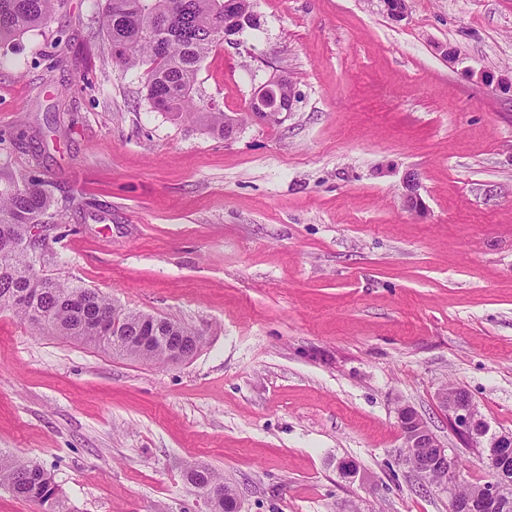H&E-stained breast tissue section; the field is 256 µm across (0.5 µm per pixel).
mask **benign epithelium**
Wrapping results in <instances>:
<instances>
[{
	"label": "benign epithelium",
	"instance_id": "obj_1",
	"mask_svg": "<svg viewBox=\"0 0 512 512\" xmlns=\"http://www.w3.org/2000/svg\"><path fill=\"white\" fill-rule=\"evenodd\" d=\"M250 26L242 15L224 24V42L235 43V37ZM288 87V97H283L282 88ZM296 101L295 82L289 74L276 72L253 94L245 114L224 113V125L229 135H234L247 119L259 120L265 124H276L292 111ZM404 206L414 212L423 209L424 202L418 193L416 179L407 177L404 182ZM440 407L448 414V420L462 439L470 446L482 448L486 464L499 472L503 479L488 483L473 496H460L455 491L458 475L453 468L452 456L434 435L427 422L409 407L399 410L398 419L403 433L404 447L414 448L411 455L415 460L413 469L428 479L438 477L435 486L448 492L451 497V512H509L512 509V477L508 476L512 463V435L486 438L487 428L481 419L470 394L460 388L444 389L438 394Z\"/></svg>",
	"mask_w": 512,
	"mask_h": 512
}]
</instances>
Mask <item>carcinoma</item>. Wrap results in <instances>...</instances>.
<instances>
[{"mask_svg": "<svg viewBox=\"0 0 512 512\" xmlns=\"http://www.w3.org/2000/svg\"><path fill=\"white\" fill-rule=\"evenodd\" d=\"M62 0H0V49L51 19ZM253 11V0H105L98 24L122 72L137 71L154 108L172 119L198 122L224 136V112L196 102L194 85L204 58L223 44L224 13ZM0 310L24 320L35 334L53 333L114 355L167 363L166 343L139 352L137 336L147 314L117 305L91 288L39 276L29 253L30 225L53 224L57 202L45 181L31 171L0 170ZM160 335L188 340L196 328L160 319ZM118 325L124 339L112 340ZM186 480L207 496L210 512H229L234 490L206 467L186 472ZM0 487L39 506L40 512H69L52 476L33 459L0 454ZM221 496H210L211 489Z\"/></svg>", "mask_w": 512, "mask_h": 512, "instance_id": "carcinoma-1", "label": "carcinoma"}]
</instances>
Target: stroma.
I'll return each instance as SVG.
<instances>
[{"label": "stroma", "mask_w": 512, "mask_h": 512, "mask_svg": "<svg viewBox=\"0 0 512 512\" xmlns=\"http://www.w3.org/2000/svg\"><path fill=\"white\" fill-rule=\"evenodd\" d=\"M253 11L197 97L244 113L284 70L300 100L228 139L151 107L95 0H64L0 60V166L67 204L47 273L204 336L159 364L0 311V453L37 459L70 512H208L197 465L240 512H450L406 464L398 411L491 481L437 396L463 388L512 433V0ZM186 480L196 489L201 491L207 497L210 506V512H228L232 505L234 511L238 512V502L235 500L234 490L224 484V477L217 471L206 467H194L186 472ZM212 488H219L221 491L213 490L211 495L216 496L221 493L218 498L210 496ZM234 502V504H233Z\"/></svg>", "instance_id": "35a3bbf8"}]
</instances>
